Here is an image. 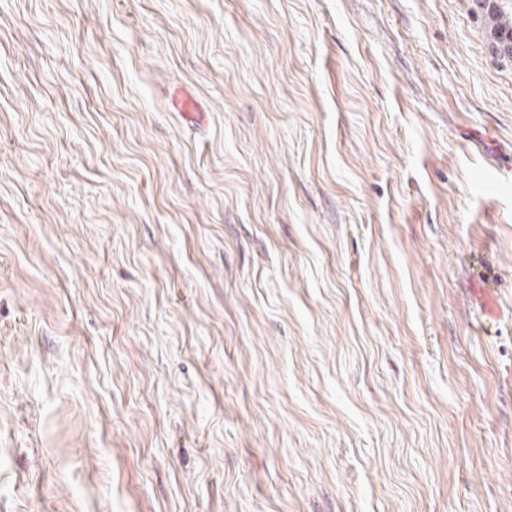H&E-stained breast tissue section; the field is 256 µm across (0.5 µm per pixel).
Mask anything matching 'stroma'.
<instances>
[{"instance_id":"obj_1","label":"stroma","mask_w":512,"mask_h":512,"mask_svg":"<svg viewBox=\"0 0 512 512\" xmlns=\"http://www.w3.org/2000/svg\"><path fill=\"white\" fill-rule=\"evenodd\" d=\"M0 512H512L472 0H0ZM171 105L175 112H182L198 121H203L206 116L198 101L185 91L176 92L171 99Z\"/></svg>"}]
</instances>
